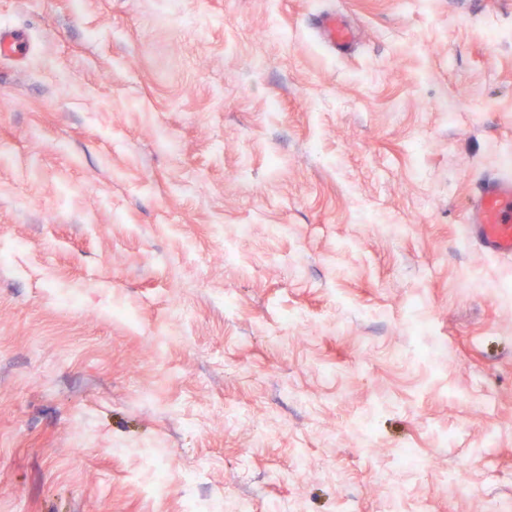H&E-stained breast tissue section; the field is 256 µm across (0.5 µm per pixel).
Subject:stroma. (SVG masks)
I'll return each mask as SVG.
<instances>
[{
    "label": "stroma",
    "mask_w": 512,
    "mask_h": 512,
    "mask_svg": "<svg viewBox=\"0 0 512 512\" xmlns=\"http://www.w3.org/2000/svg\"><path fill=\"white\" fill-rule=\"evenodd\" d=\"M325 9L358 30L351 54L315 38ZM511 17L512 0H0L28 43L0 59V247L25 244L0 267V512H182L222 491L252 512H392L393 486L403 512H512V259L456 230L512 145V40L488 38ZM404 447L425 475L397 466ZM153 451L212 466L157 497Z\"/></svg>",
    "instance_id": "1"
}]
</instances>
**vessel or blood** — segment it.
I'll list each match as a JSON object with an SVG mask.
<instances>
[{"label":"vessel or blood","mask_w":512,"mask_h":512,"mask_svg":"<svg viewBox=\"0 0 512 512\" xmlns=\"http://www.w3.org/2000/svg\"><path fill=\"white\" fill-rule=\"evenodd\" d=\"M311 26L318 41L333 53L351 47L354 34L333 12L314 14ZM461 232L485 252L512 257V169L505 168L484 180L468 207Z\"/></svg>","instance_id":"obj_1"}]
</instances>
